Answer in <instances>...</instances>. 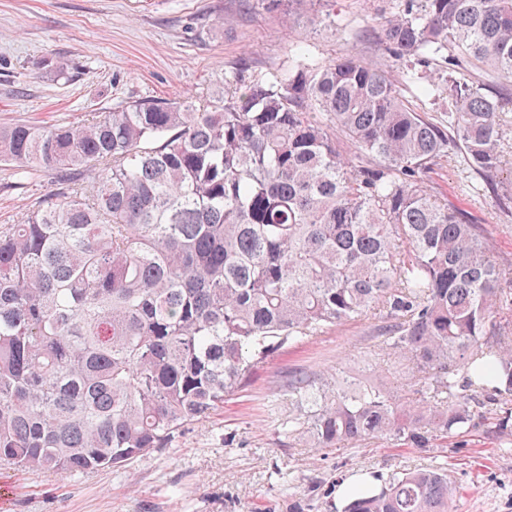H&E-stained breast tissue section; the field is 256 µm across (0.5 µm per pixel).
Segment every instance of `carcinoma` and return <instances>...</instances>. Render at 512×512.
<instances>
[{"instance_id":"carcinoma-1","label":"carcinoma","mask_w":512,"mask_h":512,"mask_svg":"<svg viewBox=\"0 0 512 512\" xmlns=\"http://www.w3.org/2000/svg\"><path fill=\"white\" fill-rule=\"evenodd\" d=\"M379 39L425 68L447 53V122L404 103L388 71L299 51L287 79L240 78L203 105L0 127V162L68 185L0 224L1 465L123 470L278 351L377 311L413 388L299 374L280 434L425 449L491 412L512 432V268L424 181L458 152L498 190L512 90L484 78L512 77V0H406ZM343 512H452L448 472L395 474Z\"/></svg>"}]
</instances>
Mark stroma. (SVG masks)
Wrapping results in <instances>:
<instances>
[{
    "instance_id": "obj_1",
    "label": "stroma",
    "mask_w": 512,
    "mask_h": 512,
    "mask_svg": "<svg viewBox=\"0 0 512 512\" xmlns=\"http://www.w3.org/2000/svg\"><path fill=\"white\" fill-rule=\"evenodd\" d=\"M402 0H0V127L17 123L73 124L94 112L132 102H204L235 79L287 77L297 51L327 63L356 56L392 71L404 101L444 119L445 90L423 96L420 79H406L378 39L386 16ZM63 70L60 80L47 67ZM482 228L495 255L512 266V177L497 193L449 157L425 176ZM53 172L20 178L0 164V224L61 193ZM377 317L338 326L279 351L223 408L176 434L169 448L130 468L79 477L0 466L14 491L8 512H341L349 487L409 469L448 471L455 512H512V435L478 426L465 441L429 451L368 440L319 449L278 431L288 418V378L342 370L386 388L407 384L404 366L384 355Z\"/></svg>"
}]
</instances>
